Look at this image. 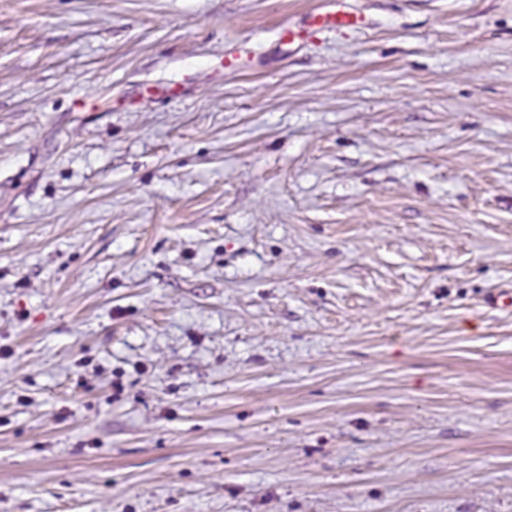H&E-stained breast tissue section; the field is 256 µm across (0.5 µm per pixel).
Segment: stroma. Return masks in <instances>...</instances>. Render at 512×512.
<instances>
[{
    "label": "stroma",
    "mask_w": 512,
    "mask_h": 512,
    "mask_svg": "<svg viewBox=\"0 0 512 512\" xmlns=\"http://www.w3.org/2000/svg\"><path fill=\"white\" fill-rule=\"evenodd\" d=\"M0 0V512H512V0ZM342 1L336 0V6L329 9L313 11L308 21V27L320 31L360 27V18L351 11L341 8Z\"/></svg>",
    "instance_id": "1"
}]
</instances>
